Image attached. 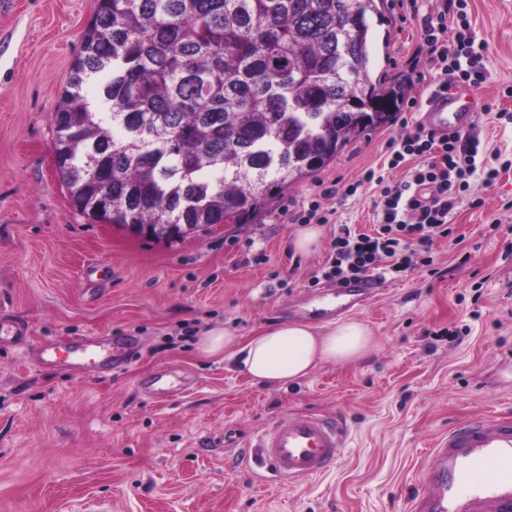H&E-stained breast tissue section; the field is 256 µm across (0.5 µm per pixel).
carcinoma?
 Segmentation results:
<instances>
[{"instance_id":"carcinoma-1","label":"carcinoma","mask_w":512,"mask_h":512,"mask_svg":"<svg viewBox=\"0 0 512 512\" xmlns=\"http://www.w3.org/2000/svg\"><path fill=\"white\" fill-rule=\"evenodd\" d=\"M384 0H96L55 109V166L94 222L244 224L387 125ZM101 78L98 101L83 85Z\"/></svg>"}]
</instances>
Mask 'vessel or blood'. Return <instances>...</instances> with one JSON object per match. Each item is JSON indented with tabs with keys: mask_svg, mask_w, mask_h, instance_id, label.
Masks as SVG:
<instances>
[{
	"mask_svg": "<svg viewBox=\"0 0 512 512\" xmlns=\"http://www.w3.org/2000/svg\"><path fill=\"white\" fill-rule=\"evenodd\" d=\"M476 116V101L462 93L431 95L421 116L425 128L464 131ZM374 280L349 282L338 293L340 307L321 308L323 317L365 306ZM68 360L107 366L116 356L97 337L64 345ZM341 419L292 414L258 434L250 459L271 478L291 487L333 468L345 446ZM406 512H512V417L478 414L449 429L427 451L407 498Z\"/></svg>",
	"mask_w": 512,
	"mask_h": 512,
	"instance_id": "obj_1",
	"label": "vessel or blood"
}]
</instances>
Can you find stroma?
Here are the masks:
<instances>
[{"label":"stroma","mask_w":512,"mask_h":512,"mask_svg":"<svg viewBox=\"0 0 512 512\" xmlns=\"http://www.w3.org/2000/svg\"><path fill=\"white\" fill-rule=\"evenodd\" d=\"M441 0H387L377 73L407 94L391 124L275 193L247 224H218L167 243L90 221L55 167L52 114L95 0H0V512H405L415 470L449 427L512 414V0H468L487 46L472 93L486 154L501 173L474 183L436 239L430 266L390 275L354 311L377 345L362 363L322 364L289 384L256 382L233 360L197 351L202 331L310 321L333 297L323 278L339 225L377 222L389 143L415 129L433 86L421 29ZM355 195H346L349 185ZM325 199L335 215L317 248L295 251L291 218ZM66 336L131 338L132 360L43 367ZM169 397L158 403L149 383ZM341 415L335 468L294 487L247 466V444L281 418Z\"/></svg>","instance_id":"35a3bbf8"}]
</instances>
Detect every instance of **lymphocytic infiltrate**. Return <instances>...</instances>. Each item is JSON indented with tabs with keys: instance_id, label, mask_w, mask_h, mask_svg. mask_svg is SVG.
<instances>
[{
	"instance_id": "1",
	"label": "lymphocytic infiltrate",
	"mask_w": 512,
	"mask_h": 512,
	"mask_svg": "<svg viewBox=\"0 0 512 512\" xmlns=\"http://www.w3.org/2000/svg\"><path fill=\"white\" fill-rule=\"evenodd\" d=\"M464 8L465 0H445L443 12L422 31L421 50L435 70L438 93L455 82L478 86L486 79L484 55L473 48L470 23L464 20L456 32L448 30V12ZM480 145L479 137L470 132L439 137L422 128L392 140L389 164L394 169L408 165V177L384 186L373 233H355L340 225L331 242L334 260L324 278L345 282L412 269L415 258L428 252L435 238L448 236L449 216L461 192L469 190L471 178L480 177L486 186L496 180L498 170L483 157ZM425 184L434 193L423 203L416 192Z\"/></svg>"
}]
</instances>
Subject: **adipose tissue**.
Returning <instances> with one entry per match:
<instances>
[{
    "label": "adipose tissue",
    "instance_id": "obj_1",
    "mask_svg": "<svg viewBox=\"0 0 512 512\" xmlns=\"http://www.w3.org/2000/svg\"><path fill=\"white\" fill-rule=\"evenodd\" d=\"M375 346L369 326L352 318L324 328L300 321L271 324L244 342L229 328L213 327L198 341L204 355L234 358L241 371L265 383L296 381L324 362H358Z\"/></svg>",
    "mask_w": 512,
    "mask_h": 512
}]
</instances>
